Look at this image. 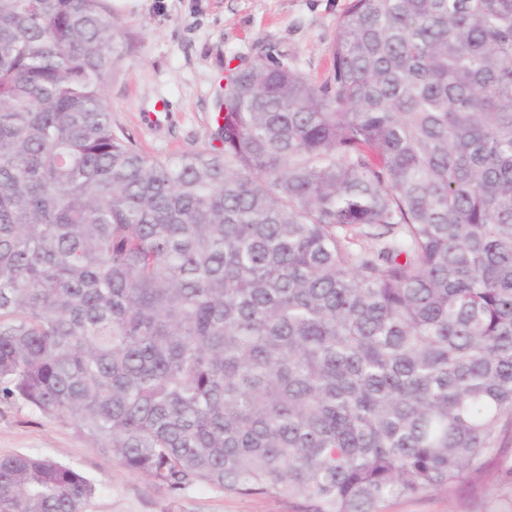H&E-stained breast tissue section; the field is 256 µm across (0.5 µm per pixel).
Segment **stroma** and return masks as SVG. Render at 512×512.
Segmentation results:
<instances>
[{
	"instance_id": "obj_1",
	"label": "stroma",
	"mask_w": 512,
	"mask_h": 512,
	"mask_svg": "<svg viewBox=\"0 0 512 512\" xmlns=\"http://www.w3.org/2000/svg\"><path fill=\"white\" fill-rule=\"evenodd\" d=\"M350 0H110L125 37L107 88L114 127L145 154L207 145L224 71L240 60L288 62L315 83L331 74L336 27ZM26 452L66 463L95 492L83 512H310L307 502L237 496L197 485L169 496L123 467L64 418L0 401V456ZM512 434L480 480L397 499L386 512H512Z\"/></svg>"
}]
</instances>
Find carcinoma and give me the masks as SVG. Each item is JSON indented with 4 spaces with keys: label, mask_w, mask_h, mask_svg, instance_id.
Listing matches in <instances>:
<instances>
[{
    "label": "carcinoma",
    "mask_w": 512,
    "mask_h": 512,
    "mask_svg": "<svg viewBox=\"0 0 512 512\" xmlns=\"http://www.w3.org/2000/svg\"><path fill=\"white\" fill-rule=\"evenodd\" d=\"M123 36L108 0H0V400L172 497L385 512L479 474L512 427V0H351L333 83L241 63L163 158L112 125ZM94 492L0 457V512Z\"/></svg>",
    "instance_id": "obj_1"
}]
</instances>
